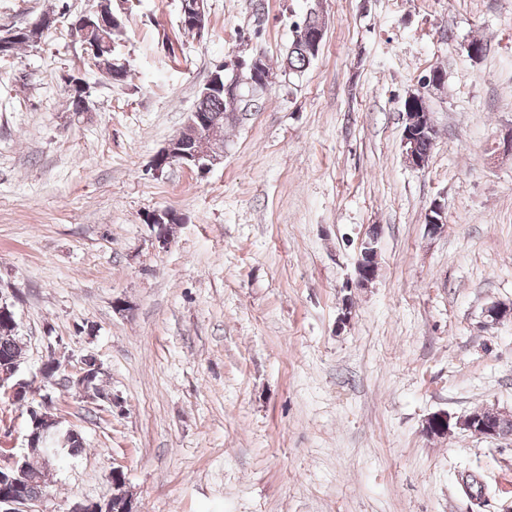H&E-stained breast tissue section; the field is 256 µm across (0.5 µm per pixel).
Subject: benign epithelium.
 I'll return each instance as SVG.
<instances>
[{"instance_id": "benign-epithelium-1", "label": "benign epithelium", "mask_w": 512, "mask_h": 512, "mask_svg": "<svg viewBox=\"0 0 512 512\" xmlns=\"http://www.w3.org/2000/svg\"><path fill=\"white\" fill-rule=\"evenodd\" d=\"M208 0H182L183 8L181 10V24L202 35L208 24ZM99 12L96 20H91L89 15L83 14L77 16L70 24L73 36L78 39L87 54L91 57L98 56L101 53L102 42L93 39L91 30H96L98 34L111 28V24L116 21V16H108L100 13V8H95ZM325 25L318 24L311 27L301 26V34L308 50L314 54L318 53L324 38ZM24 30L22 29H0V57L3 53L13 49L15 43L23 39ZM263 55L258 54L249 62H240L237 65L233 76L226 80L221 78L219 72L222 68L218 67L210 75V78L204 85V93H209L216 89L224 93V98L233 102L241 98V92L247 90L250 94L260 97L267 93L270 86L275 82L277 76L288 77V70L281 71L277 75L269 71L263 64ZM444 85V78L432 73L422 80L418 91L407 96V101L422 108L420 112L405 113L404 128L402 134L403 154L408 166L414 170L425 169L428 160L422 156L416 149V140L433 123L432 113L428 112V97L426 91L430 89H440ZM209 122L197 111L189 113L187 121L178 134H176L168 143L159 150L150 163V169L158 175L161 171L175 163L181 164L187 168H195L201 173H205L212 166L220 163L223 159V150L216 149L201 153L199 151L186 150L187 144L194 143L202 136L208 133ZM171 219V215L164 216L153 215L150 218L152 226L158 228L155 242L166 248L170 245V237L165 231V221ZM377 236L371 235L361 242V250L356 265V280L354 286L357 288L368 287L377 277ZM59 367L68 371L66 379L70 382L85 385L94 380V374L102 371L100 363L91 366L86 361H80L78 369L73 370L69 367L68 359L56 358ZM16 369H0V390L9 395L11 401L18 405L28 407L31 417L38 420L40 418L50 419L54 428H59V421L49 417L50 405L46 403L47 396H42L38 406H33L31 385L23 380L13 381L12 376ZM493 419L483 425V434L489 437L503 435L501 425L504 422L512 420V416L497 411H490ZM448 425L450 418L445 414H434L427 418L423 427V433L430 437H439L448 434ZM49 432L39 433L37 431L26 436L28 453L23 459L6 460L0 456V512H45L42 509L43 499H30L26 495L16 492L11 488L4 487L12 481L10 473L26 471L39 463L42 469H47L49 461L54 457V453L46 450V442ZM122 470L112 469L111 483L112 493L103 501H89L79 503L73 507L71 512H138V506L133 496L125 490V482L121 481Z\"/></svg>"}]
</instances>
